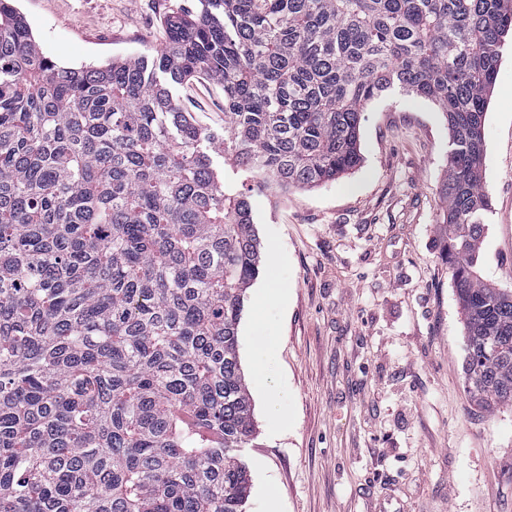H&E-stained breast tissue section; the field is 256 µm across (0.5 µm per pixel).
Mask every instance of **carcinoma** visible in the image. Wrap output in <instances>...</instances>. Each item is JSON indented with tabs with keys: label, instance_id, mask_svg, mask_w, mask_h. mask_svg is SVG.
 Segmentation results:
<instances>
[{
	"label": "carcinoma",
	"instance_id": "carcinoma-1",
	"mask_svg": "<svg viewBox=\"0 0 512 512\" xmlns=\"http://www.w3.org/2000/svg\"><path fill=\"white\" fill-rule=\"evenodd\" d=\"M199 3L150 58L67 68L0 0V512H246L251 190L355 169L364 108L396 92L448 123L466 391L512 406V289L476 271L512 0ZM200 75L224 88L222 133L177 102Z\"/></svg>",
	"mask_w": 512,
	"mask_h": 512
}]
</instances>
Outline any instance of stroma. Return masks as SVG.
<instances>
[{"label": "stroma", "instance_id": "obj_1", "mask_svg": "<svg viewBox=\"0 0 512 512\" xmlns=\"http://www.w3.org/2000/svg\"><path fill=\"white\" fill-rule=\"evenodd\" d=\"M197 0H16L44 53L68 67L159 50L167 16ZM206 129L224 128V90L199 77L177 93ZM490 208L479 264L512 289V40L485 120ZM362 163L312 189L251 198L262 270L248 289L239 355L272 353L270 387L249 382L257 445L245 449L246 512H512V407L465 392L464 330L436 224L448 125L431 102L370 103ZM285 293L264 308L262 288ZM273 392L286 424L269 420Z\"/></svg>", "mask_w": 512, "mask_h": 512}]
</instances>
